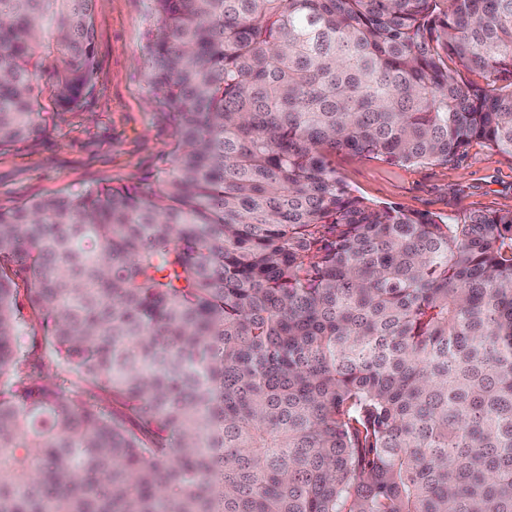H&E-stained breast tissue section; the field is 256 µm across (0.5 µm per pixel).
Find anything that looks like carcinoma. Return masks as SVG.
<instances>
[{
  "label": "carcinoma",
  "instance_id": "1",
  "mask_svg": "<svg viewBox=\"0 0 512 512\" xmlns=\"http://www.w3.org/2000/svg\"><path fill=\"white\" fill-rule=\"evenodd\" d=\"M94 2L0 0V151L51 51L93 88ZM440 2L152 0L166 176L0 205V512H512V212L332 163L512 154V0Z\"/></svg>",
  "mask_w": 512,
  "mask_h": 512
}]
</instances>
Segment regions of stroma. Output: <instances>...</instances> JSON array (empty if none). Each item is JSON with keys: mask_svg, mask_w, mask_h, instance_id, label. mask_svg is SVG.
<instances>
[{"mask_svg": "<svg viewBox=\"0 0 512 512\" xmlns=\"http://www.w3.org/2000/svg\"><path fill=\"white\" fill-rule=\"evenodd\" d=\"M154 24L150 0H96L93 90L77 109L47 103L45 132L0 152V204L94 184H157L174 128L143 64ZM334 164L347 189L374 204L442 218L512 211V155L480 143L446 164L401 166L346 153L336 154Z\"/></svg>", "mask_w": 512, "mask_h": 512, "instance_id": "1", "label": "stroma"}]
</instances>
